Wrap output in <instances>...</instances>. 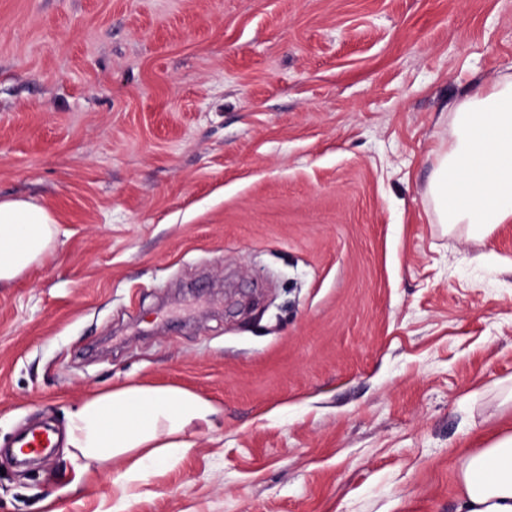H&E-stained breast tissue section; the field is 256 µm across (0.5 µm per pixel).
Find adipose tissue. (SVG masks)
I'll use <instances>...</instances> for the list:
<instances>
[{
	"instance_id": "obj_1",
	"label": "adipose tissue",
	"mask_w": 512,
	"mask_h": 512,
	"mask_svg": "<svg viewBox=\"0 0 512 512\" xmlns=\"http://www.w3.org/2000/svg\"><path fill=\"white\" fill-rule=\"evenodd\" d=\"M453 141L428 184L439 223L479 232L512 223V74L460 102ZM56 220L24 200H0V284L15 280L50 249ZM212 403L176 387L123 385L86 398L71 415L65 445L82 470L127 459L117 488L147 480L194 446L190 423L207 426ZM461 512H512V432L456 461Z\"/></svg>"
}]
</instances>
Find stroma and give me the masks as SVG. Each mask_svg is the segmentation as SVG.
Segmentation results:
<instances>
[{"instance_id":"obj_1","label":"stroma","mask_w":512,"mask_h":512,"mask_svg":"<svg viewBox=\"0 0 512 512\" xmlns=\"http://www.w3.org/2000/svg\"><path fill=\"white\" fill-rule=\"evenodd\" d=\"M512 72V0H0V198L57 221L0 287V512H457L512 426V223L439 224L457 104ZM217 408L126 463L15 435L92 393ZM54 432L50 427L31 429L20 434L14 445V454L22 462L43 456L55 446Z\"/></svg>"}]
</instances>
